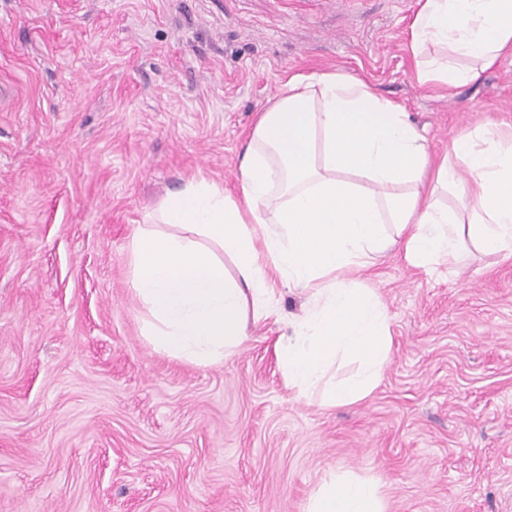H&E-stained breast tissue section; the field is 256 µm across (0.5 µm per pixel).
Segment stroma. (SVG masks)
<instances>
[{"mask_svg": "<svg viewBox=\"0 0 512 512\" xmlns=\"http://www.w3.org/2000/svg\"><path fill=\"white\" fill-rule=\"evenodd\" d=\"M419 0H0V512H306L331 472L386 512L512 501V260L401 248L362 276L390 316L378 386L297 400L276 354L304 296L216 365L155 352L131 288L143 229L202 176L240 192L260 112L337 70L403 107L434 158L512 128V56L419 85Z\"/></svg>", "mask_w": 512, "mask_h": 512, "instance_id": "obj_1", "label": "stroma"}]
</instances>
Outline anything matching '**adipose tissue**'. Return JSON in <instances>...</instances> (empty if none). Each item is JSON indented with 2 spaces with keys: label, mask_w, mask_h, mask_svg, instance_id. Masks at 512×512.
Returning a JSON list of instances; mask_svg holds the SVG:
<instances>
[{
  "label": "adipose tissue",
  "mask_w": 512,
  "mask_h": 512,
  "mask_svg": "<svg viewBox=\"0 0 512 512\" xmlns=\"http://www.w3.org/2000/svg\"><path fill=\"white\" fill-rule=\"evenodd\" d=\"M410 49L419 84L472 80L512 56V0H422ZM239 175L240 196L194 179L161 213L220 254L148 230L133 240L132 290L156 352L221 363L252 324L279 317V286L295 288L308 304L276 347L284 382L300 398L317 391L325 405L352 404L377 386L391 342L384 304L353 272L397 246L432 269L453 268L470 248L512 259V135L476 128L434 162L400 105L338 71L288 80L260 113ZM448 190L459 206L440 201ZM341 357L356 372L326 382ZM307 512H384V503L373 479L333 473Z\"/></svg>",
  "instance_id": "1"
}]
</instances>
